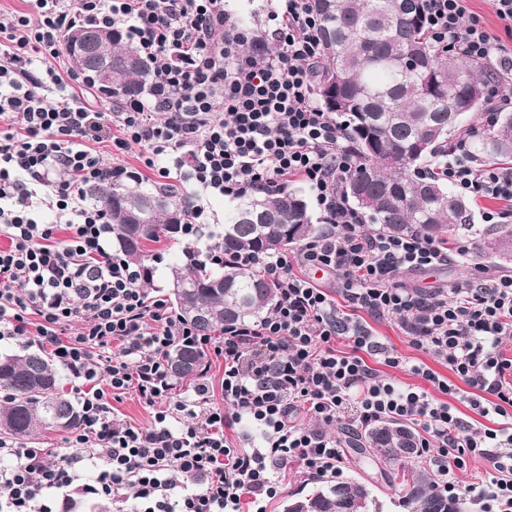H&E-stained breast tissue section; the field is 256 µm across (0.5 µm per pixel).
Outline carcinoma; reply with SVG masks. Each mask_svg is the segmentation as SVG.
I'll return each instance as SVG.
<instances>
[{
    "instance_id": "cac0c4a2",
    "label": "carcinoma",
    "mask_w": 512,
    "mask_h": 512,
    "mask_svg": "<svg viewBox=\"0 0 512 512\" xmlns=\"http://www.w3.org/2000/svg\"><path fill=\"white\" fill-rule=\"evenodd\" d=\"M420 0H308L321 20L322 65L315 94L321 107L347 125L357 169L348 182L349 199L378 230L423 234L443 241L458 228L472 227L467 202L422 164L456 147L448 113L465 108L482 91L479 105H489V87L506 82L491 65L471 62L432 46L422 27ZM93 50H65L84 76L119 110L143 97L153 79V65L119 27L82 25ZM112 63V86L99 77L98 65ZM512 113L502 112L492 131L473 134L466 153L478 160L512 162ZM427 141L423 152L416 143ZM97 203L112 217L117 250L152 279L146 244L173 239L182 224L194 220L192 194L179 183L140 180L94 186ZM318 232L308 205L295 189L281 187L250 195L224 217V232L213 248L226 262L217 269L186 261L170 268L169 294L176 315L198 335L210 336L226 326L250 322L270 313L277 289L256 269L237 267L228 259L242 251L269 253L299 244ZM479 250L512 260V225L498 224L492 237L477 241ZM204 352L196 345H175L169 354L178 379L197 374ZM58 374L39 350L0 354V435L22 442L47 427L70 432L81 424L79 410L57 391ZM354 452L368 463L390 465L389 482L400 490L404 512H461L459 502L435 491V481L417 469L415 434L396 423H383L365 436ZM309 512H354L370 496L357 480H325L313 490Z\"/></svg>"
}]
</instances>
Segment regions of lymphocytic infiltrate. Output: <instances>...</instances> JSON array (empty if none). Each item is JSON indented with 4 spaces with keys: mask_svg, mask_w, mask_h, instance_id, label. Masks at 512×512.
<instances>
[{
    "mask_svg": "<svg viewBox=\"0 0 512 512\" xmlns=\"http://www.w3.org/2000/svg\"><path fill=\"white\" fill-rule=\"evenodd\" d=\"M466 0H422L429 38L471 61L512 72V51L484 29ZM30 11L0 12V341L32 336L77 373L83 416L62 448L0 437V512H54L52 493L69 488L82 462L102 468L88 494L133 501L137 512H255L282 491L279 472L333 479L344 450L326 426L397 421L413 428L418 454L441 474L436 490L467 497L479 512H512V274L477 272L452 289L399 287L406 270L447 265L449 249L421 234L368 232L344 184L356 168L346 131L315 99L320 19L306 0H278L268 14L273 50L241 53L245 34L224 0H29ZM125 26L154 68L147 96L122 110L82 100L75 70L60 71L67 31L84 22ZM140 147L161 177L185 171L197 213L212 195L237 198L301 180L324 222L294 255L239 253L277 285L274 311L225 327L212 342L148 291L139 268L114 253L107 211L92 186L137 171L104 164L97 143ZM434 174L471 198L501 202L484 221L512 218V166L474 165L452 155ZM70 230L58 239V229ZM334 272L330 295L310 278ZM396 321L414 347L448 375L405 365L383 347L362 314ZM78 331H71V324ZM345 337L347 350L334 346ZM195 343L224 360L223 403L206 373L175 397L168 352ZM406 368L419 384L380 374ZM136 388L151 425L112 416L111 398ZM464 398L474 420L454 406ZM471 458L486 460L482 484L449 481Z\"/></svg>",
    "mask_w": 512,
    "mask_h": 512,
    "instance_id": "f902f5d3",
    "label": "lymphocytic infiltrate"
}]
</instances>
